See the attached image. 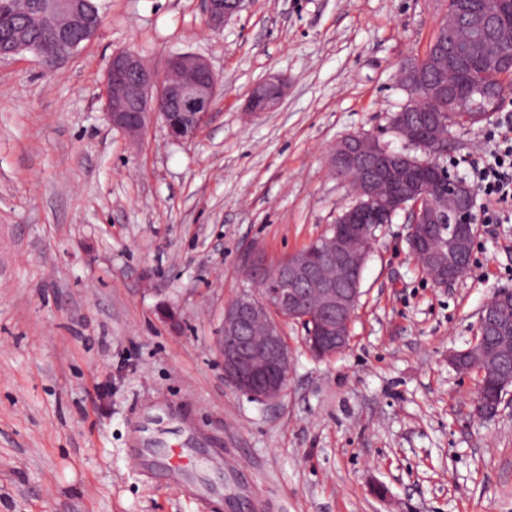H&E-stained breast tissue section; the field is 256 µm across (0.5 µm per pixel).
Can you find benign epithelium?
Masks as SVG:
<instances>
[{
    "label": "benign epithelium",
    "instance_id": "benign-epithelium-1",
    "mask_svg": "<svg viewBox=\"0 0 512 512\" xmlns=\"http://www.w3.org/2000/svg\"><path fill=\"white\" fill-rule=\"evenodd\" d=\"M81 0H34V17L46 24L54 37V50L46 54L33 49L46 72L54 74L70 60L79 47L93 39L101 25L84 26L78 20ZM207 25L219 32L224 21L238 13L244 0H204ZM501 46L494 52V64L512 70V30L499 29ZM30 50L24 33L0 38V58ZM217 75L203 57L190 53L170 56L164 71L150 68L135 50L112 54L106 71V114L114 128L130 138L142 135L146 126L161 122L174 142L193 139L215 107ZM287 79L274 76L256 85L247 102L252 113L269 112L283 97ZM450 94L446 87L429 90L424 110L412 106L400 111L396 124L402 127L428 125L431 104ZM361 138L352 135L338 142L331 155L336 176L350 179L358 201L333 226L320 252L322 262L336 266V276L322 274L306 256L292 254L282 265L280 287L262 289L263 275L255 276L254 287L243 290L224 306V318L217 350L224 361V378L238 391L263 404L278 403L288 382L291 360L282 329L284 321L310 326L311 351L319 359L334 358L349 342L355 310L362 295V271L368 252L354 247L357 235L368 233L370 224H386L397 211H408L410 248L422 267L434 271L432 280L445 286L461 277L467 266L455 264L454 255L468 244L472 258L475 232L476 195L466 183L445 172L443 189L433 193L418 184L411 171L400 166L404 156L373 140L370 153L359 146ZM380 181L393 183L392 195L383 203L373 196ZM512 291L498 290L482 306L473 343L450 355L449 363L461 374L477 371L478 379L495 378L498 394L491 400L479 394L476 384L475 407L479 414L497 412L504 393L512 388V373L499 367L476 366L483 358L489 340L497 342L496 359H512V317H505V306Z\"/></svg>",
    "mask_w": 512,
    "mask_h": 512
}]
</instances>
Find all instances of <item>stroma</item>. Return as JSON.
<instances>
[{"mask_svg": "<svg viewBox=\"0 0 512 512\" xmlns=\"http://www.w3.org/2000/svg\"><path fill=\"white\" fill-rule=\"evenodd\" d=\"M99 2L100 32L57 73L0 60V512H512V394L479 415L476 374L448 363L512 290V223L479 225L445 287L405 214L378 226L348 347L316 359L285 323L277 404L239 393L215 347L250 262L274 267L353 203L336 142L406 149L388 117L444 0H248L217 34L203 0ZM125 48L158 71L175 53L210 62L196 139L112 127L105 76ZM273 75L284 99L248 114ZM509 117L512 89L455 125L449 170L470 179Z\"/></svg>", "mask_w": 512, "mask_h": 512, "instance_id": "1", "label": "stroma"}]
</instances>
